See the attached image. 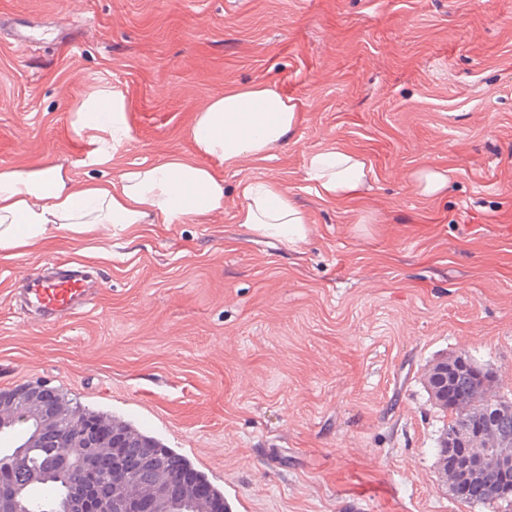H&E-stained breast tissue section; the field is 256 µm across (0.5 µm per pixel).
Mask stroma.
Instances as JSON below:
<instances>
[{"label":"stroma","instance_id":"obj_1","mask_svg":"<svg viewBox=\"0 0 512 512\" xmlns=\"http://www.w3.org/2000/svg\"><path fill=\"white\" fill-rule=\"evenodd\" d=\"M258 83L303 120L225 170L223 212L0 260V389L40 381L131 424L231 512H512L453 497L425 381L464 355L512 399V0H0V168L85 182L190 156L197 112ZM116 87L131 137L85 167L71 114ZM336 143L372 169L350 201L306 179ZM426 165L452 170L445 194L415 191ZM256 179L305 210V242L237 224ZM50 262L96 286L53 324L21 295Z\"/></svg>","mask_w":512,"mask_h":512}]
</instances>
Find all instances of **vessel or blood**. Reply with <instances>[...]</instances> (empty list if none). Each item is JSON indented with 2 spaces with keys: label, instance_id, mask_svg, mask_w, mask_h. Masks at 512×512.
Segmentation results:
<instances>
[{
  "label": "vessel or blood",
  "instance_id": "b4317fda",
  "mask_svg": "<svg viewBox=\"0 0 512 512\" xmlns=\"http://www.w3.org/2000/svg\"><path fill=\"white\" fill-rule=\"evenodd\" d=\"M26 294L28 306L44 321L52 322L58 315L86 305L91 288L88 280L78 272L52 268L30 279Z\"/></svg>",
  "mask_w": 512,
  "mask_h": 512
}]
</instances>
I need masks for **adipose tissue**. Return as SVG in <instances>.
<instances>
[{"label":"adipose tissue","instance_id":"adipose-tissue-1","mask_svg":"<svg viewBox=\"0 0 512 512\" xmlns=\"http://www.w3.org/2000/svg\"><path fill=\"white\" fill-rule=\"evenodd\" d=\"M120 91L87 95L72 114L85 166L109 162L131 129ZM299 105L264 84L229 86L195 116V156L170 155L123 169L115 180L74 182L67 167L0 168V260L38 251L52 236L77 241L100 226L113 234L141 224H180L224 210L223 169L250 157L265 160L296 131ZM372 170L359 155L335 144L306 157V174L317 194L344 201L358 196ZM237 223L251 232L296 244L306 239L309 219L281 186L255 180L240 188Z\"/></svg>","mask_w":512,"mask_h":512}]
</instances>
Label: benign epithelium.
Segmentation results:
<instances>
[{
  "label": "benign epithelium",
  "instance_id": "obj_1",
  "mask_svg": "<svg viewBox=\"0 0 512 512\" xmlns=\"http://www.w3.org/2000/svg\"><path fill=\"white\" fill-rule=\"evenodd\" d=\"M478 370L464 356L452 361L441 360L431 365L426 384L433 400L448 402L450 387L465 374ZM56 390L44 383H27L0 391V426L18 421L35 425L36 433H56L69 424L65 447L69 448L72 468L94 469L113 448H128L124 433L112 437H91L84 431V419L74 414L60 399ZM512 420V401L505 398L484 399L478 414L470 406H460L458 425L448 429L442 451L450 452L452 463L460 473L473 498L495 501L507 498L512 487V432L505 429ZM112 493L96 501L73 479L66 480L67 497L64 512H151L154 507L171 500L186 501L199 492L194 483L180 474L168 471L165 457L158 451L135 456L128 466H112Z\"/></svg>",
  "mask_w": 512,
  "mask_h": 512
}]
</instances>
